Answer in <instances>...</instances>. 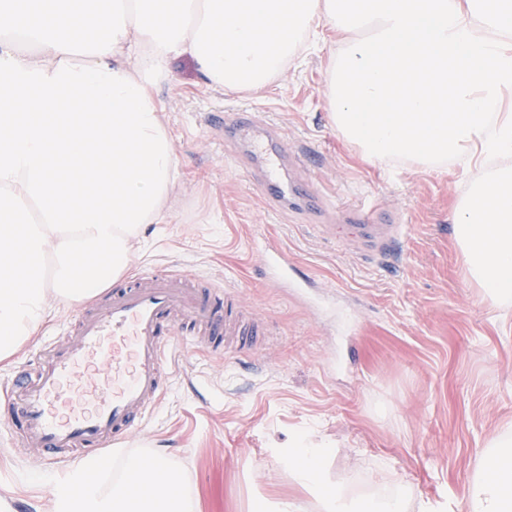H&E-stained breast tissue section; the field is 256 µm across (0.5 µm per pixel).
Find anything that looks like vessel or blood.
I'll return each instance as SVG.
<instances>
[{"instance_id": "vessel-or-blood-1", "label": "vessel or blood", "mask_w": 512, "mask_h": 512, "mask_svg": "<svg viewBox=\"0 0 512 512\" xmlns=\"http://www.w3.org/2000/svg\"><path fill=\"white\" fill-rule=\"evenodd\" d=\"M217 129L232 147L240 136H249L252 153L263 158L262 167L249 175L265 189L270 206L288 202L278 189L283 168H290L298 185H307L303 155L283 144L256 113H227ZM347 218L367 262L388 256L404 230L399 216L377 208L356 209ZM262 253L273 284L300 285L285 248L268 240ZM73 323V341L48 343L19 372L6 417L22 445L39 448L56 465L74 453L99 457L127 441L168 387V356L176 337L200 340L228 358L253 344L235 291L196 283L180 271L138 274L84 307Z\"/></svg>"}]
</instances>
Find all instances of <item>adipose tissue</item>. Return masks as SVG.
I'll return each mask as SVG.
<instances>
[{
  "mask_svg": "<svg viewBox=\"0 0 512 512\" xmlns=\"http://www.w3.org/2000/svg\"><path fill=\"white\" fill-rule=\"evenodd\" d=\"M336 38L329 119L369 161L475 170L454 236L483 302L512 308V0H0V363L45 320L47 294L96 296L147 224L169 221L177 166L154 88L194 60L208 85L266 88L310 39ZM323 451L285 462L320 512H406L395 473L356 498ZM138 493L74 467L53 512H191L161 454L132 457ZM466 512H512V427L469 477Z\"/></svg>",
  "mask_w": 512,
  "mask_h": 512,
  "instance_id": "obj_1",
  "label": "adipose tissue"
}]
</instances>
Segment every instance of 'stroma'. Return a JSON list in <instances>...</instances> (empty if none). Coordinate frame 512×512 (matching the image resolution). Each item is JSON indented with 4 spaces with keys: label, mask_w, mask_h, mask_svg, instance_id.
<instances>
[{
    "label": "stroma",
    "mask_w": 512,
    "mask_h": 512,
    "mask_svg": "<svg viewBox=\"0 0 512 512\" xmlns=\"http://www.w3.org/2000/svg\"><path fill=\"white\" fill-rule=\"evenodd\" d=\"M326 65V52L303 50L266 89L234 94L205 87L181 57L158 86L177 157L172 221L144 226L127 269L237 287L244 315L267 334L241 363L178 337L169 387L122 450L165 453L197 512L286 499L318 512L314 492L277 462L302 445L325 449L331 481L360 488L390 467L413 490L408 512H457L476 460L512 423V310L482 303L465 276L453 237L469 190L462 164L362 160L328 119ZM241 108L303 149L327 214L268 207L225 155L211 117ZM348 200L402 212L395 254L369 264L345 242L337 224ZM268 238L310 287L287 293L266 281L258 242ZM76 312L48 296L39 334L0 365V406L44 337L67 340ZM355 320L363 328L352 338ZM36 457L0 421V512H51L62 472Z\"/></svg>",
    "instance_id": "stroma-1"
}]
</instances>
